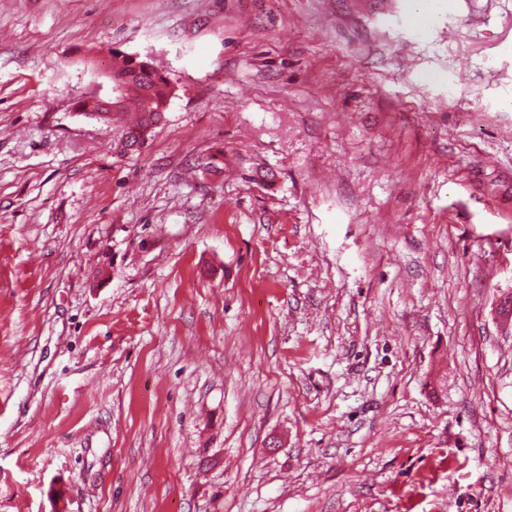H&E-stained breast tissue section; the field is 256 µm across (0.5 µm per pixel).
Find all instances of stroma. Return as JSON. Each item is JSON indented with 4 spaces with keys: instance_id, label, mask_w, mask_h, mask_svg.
Listing matches in <instances>:
<instances>
[{
    "instance_id": "stroma-1",
    "label": "stroma",
    "mask_w": 512,
    "mask_h": 512,
    "mask_svg": "<svg viewBox=\"0 0 512 512\" xmlns=\"http://www.w3.org/2000/svg\"><path fill=\"white\" fill-rule=\"evenodd\" d=\"M511 287L512 0H0V512H512ZM112 55V79L127 81L121 109L120 85L113 89L115 102L112 98L102 99L105 112H99L98 97L83 98L78 104L85 114L102 121H112L119 132L121 152L139 150L148 143L154 129L165 119L173 87L167 75L147 55H130L118 49H113ZM109 112L112 115L107 114ZM125 112H136V119L128 123Z\"/></svg>"
}]
</instances>
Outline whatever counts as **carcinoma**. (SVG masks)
<instances>
[{
	"label": "carcinoma",
	"mask_w": 512,
	"mask_h": 512,
	"mask_svg": "<svg viewBox=\"0 0 512 512\" xmlns=\"http://www.w3.org/2000/svg\"><path fill=\"white\" fill-rule=\"evenodd\" d=\"M112 77L126 81L123 105L118 112L99 114V98L79 101L82 112L102 121H110L118 129L122 151L145 146L154 129L165 119L173 87L166 74L148 56L130 55L112 50Z\"/></svg>",
	"instance_id": "1"
}]
</instances>
